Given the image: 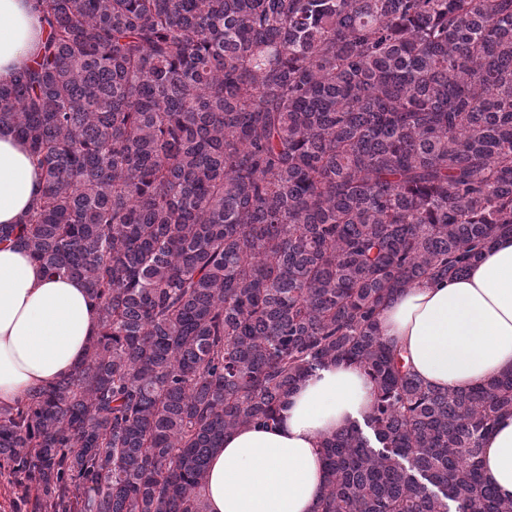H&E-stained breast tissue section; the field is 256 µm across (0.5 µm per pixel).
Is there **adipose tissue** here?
<instances>
[{
  "instance_id": "ef3b65f1",
  "label": "adipose tissue",
  "mask_w": 512,
  "mask_h": 512,
  "mask_svg": "<svg viewBox=\"0 0 512 512\" xmlns=\"http://www.w3.org/2000/svg\"><path fill=\"white\" fill-rule=\"evenodd\" d=\"M43 24L33 0H0V83L38 51ZM42 187L24 142L0 132V224L16 223ZM99 324L84 283L48 276L23 250L0 245V406L68 376ZM383 336L435 388L465 390L512 369V235H500L461 278L418 284L381 313ZM372 382L333 365L304 382L277 423L225 433L201 494L206 512H317L324 437L371 407ZM483 472L512 498V416L486 440Z\"/></svg>"
}]
</instances>
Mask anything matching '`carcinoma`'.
<instances>
[{"label": "carcinoma", "instance_id": "obj_1", "mask_svg": "<svg viewBox=\"0 0 512 512\" xmlns=\"http://www.w3.org/2000/svg\"><path fill=\"white\" fill-rule=\"evenodd\" d=\"M0 130L43 183L0 245L82 280L74 372L0 407L15 512H205L224 433L350 363L318 512H512V369L432 388L379 329L512 234V0H37ZM455 510H450V505ZM483 472L505 499L512 498V416L503 418L484 443Z\"/></svg>", "mask_w": 512, "mask_h": 512}]
</instances>
